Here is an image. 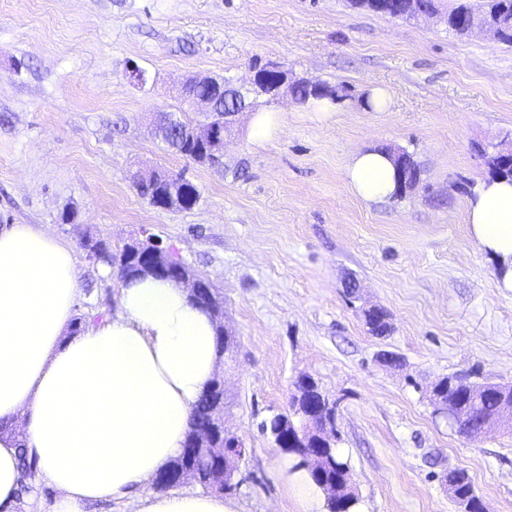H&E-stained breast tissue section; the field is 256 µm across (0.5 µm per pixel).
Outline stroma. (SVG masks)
I'll use <instances>...</instances> for the list:
<instances>
[{"label":"stroma","instance_id":"35a3bbf8","mask_svg":"<svg viewBox=\"0 0 512 512\" xmlns=\"http://www.w3.org/2000/svg\"><path fill=\"white\" fill-rule=\"evenodd\" d=\"M255 55L350 95L331 112L269 104L277 130L261 142L245 116L220 171L168 151L152 114L178 111L193 75L248 85ZM133 64L145 85L131 82ZM375 89L388 104L365 110ZM510 144L512 45L437 17L350 0H0V225L39 224L73 249L79 315L111 313L121 288L87 259L88 238L154 237L212 281L235 335L219 374L224 425L248 449L231 494L242 512L311 508L259 428L288 411L303 375L335 408L360 512H458L452 469L487 512H512V434L463 438L429 401L461 371L512 382V290L466 222L486 153ZM385 147L412 154L422 181L364 201L346 166ZM139 167L184 174L197 204L149 205L130 182ZM374 307L387 335L365 325Z\"/></svg>","mask_w":512,"mask_h":512}]
</instances>
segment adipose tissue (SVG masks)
<instances>
[{"instance_id":"1","label":"adipose tissue","mask_w":512,"mask_h":512,"mask_svg":"<svg viewBox=\"0 0 512 512\" xmlns=\"http://www.w3.org/2000/svg\"><path fill=\"white\" fill-rule=\"evenodd\" d=\"M346 179L366 201L396 194L395 168L377 150L355 154ZM467 222L512 288V182L482 181ZM80 288L58 237L0 227V512H17L22 448L58 492L53 512L110 500L131 512H239L219 494L149 490L181 453L214 376L215 321L185 287L146 275L122 285L111 316L78 327Z\"/></svg>"}]
</instances>
